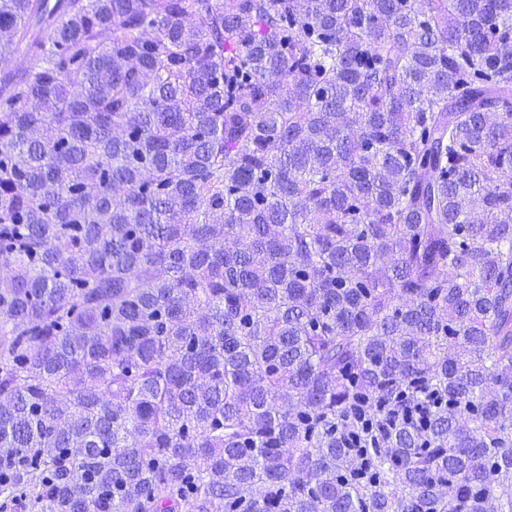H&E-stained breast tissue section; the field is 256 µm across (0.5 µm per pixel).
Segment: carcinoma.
<instances>
[{
    "instance_id": "1",
    "label": "carcinoma",
    "mask_w": 512,
    "mask_h": 512,
    "mask_svg": "<svg viewBox=\"0 0 512 512\" xmlns=\"http://www.w3.org/2000/svg\"><path fill=\"white\" fill-rule=\"evenodd\" d=\"M509 85L512 0H0V512H512Z\"/></svg>"
}]
</instances>
